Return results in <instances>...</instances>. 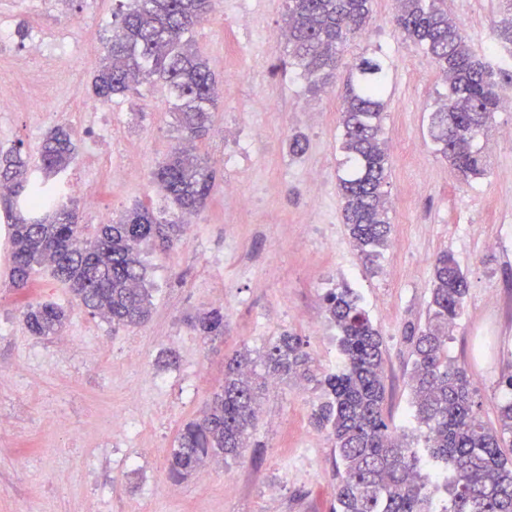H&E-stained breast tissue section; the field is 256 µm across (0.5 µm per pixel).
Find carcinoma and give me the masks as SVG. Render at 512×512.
<instances>
[{"label":"carcinoma","mask_w":512,"mask_h":512,"mask_svg":"<svg viewBox=\"0 0 512 512\" xmlns=\"http://www.w3.org/2000/svg\"><path fill=\"white\" fill-rule=\"evenodd\" d=\"M112 40L92 88L109 102L138 91L143 82H163L171 111L184 136L197 140L214 123L219 92L214 73L193 41L199 22L216 0H117ZM288 57L310 91L332 81L348 43L366 28L371 0H286ZM394 23L419 47L445 86L430 113L434 150L465 181L486 175L488 157L479 146L494 112L512 92V57L493 63L477 56L447 0H396ZM512 46V0L495 29ZM385 62L361 57L350 69L340 111V149L351 170L339 177L344 224L364 258L371 262L390 243L387 180L391 158L383 132L386 107ZM72 132L58 126L43 140L37 167L45 176L64 171L75 157ZM30 161L21 149L0 151V182L11 193L0 196V222L9 227L12 287H32L40 269L68 288L92 315L112 328L137 326L152 301L148 266L140 246L169 250L185 225L163 223L152 211L135 207L118 219L91 228L75 207L58 200L36 215L18 204L48 186L29 177ZM166 198L184 213L201 209L215 171L200 156L181 148L153 173ZM467 277L450 253L439 255L423 324L411 329V388L415 417L429 432V457L450 466L446 491L451 506L434 510L428 479L408 443L396 438L383 414L384 341L351 288L325 296L328 319L339 336L344 366L316 377L302 338L283 332L254 359L239 352L225 363L224 384L199 419L179 430L169 472L185 478L207 458L235 457L248 447L255 429L259 393L269 380L298 378L316 383L323 401L312 414L327 428L343 465L330 512H512V401L499 407V427L479 417L468 371L448 363V326L459 315ZM23 323L32 336L58 333L67 311L51 301L28 303ZM204 339L224 335V310L211 308L193 321Z\"/></svg>","instance_id":"carcinoma-1"}]
</instances>
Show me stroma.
I'll return each instance as SVG.
<instances>
[{
	"label": "stroma",
	"instance_id": "35a3bbf8",
	"mask_svg": "<svg viewBox=\"0 0 512 512\" xmlns=\"http://www.w3.org/2000/svg\"><path fill=\"white\" fill-rule=\"evenodd\" d=\"M284 0H217L194 31L199 52L216 75L234 69L244 80L222 86L215 124L194 151L217 170L205 206L183 240L168 252L149 250L153 306L138 327L113 330L47 274L17 294L8 278V250L0 246V366L13 385L0 386V512H329L338 461L327 430L311 413L321 400L313 383L280 380L259 400L253 448L223 459L208 478L170 475L168 460L182 426L200 416L224 382V363L239 351L261 353L281 332L301 336L317 375L342 366L334 325L325 312L328 290L355 289L385 344V419L412 448L424 450L427 431L414 421L410 372L412 326L424 319L436 257L454 256L469 281L468 294L448 337V359L474 381L482 419L497 425L512 376V110L496 112L483 139L487 176L463 182L431 146L429 115L442 83L423 51L396 28L394 0H372V19L347 49L334 82L311 94L288 65L286 41L265 33L284 26ZM116 0H0V32L12 49L0 68L28 55L19 28L57 34L61 13L74 24L57 61V76L39 105L19 99L0 112V149L22 145L36 157L48 132L72 129L75 139L98 134L93 168L75 157L53 176L97 181L111 216L138 206L170 217L174 208L151 182L152 172L179 144L181 131L161 87L109 103L96 100L92 77L100 48L112 36ZM473 52L494 57L501 0H448ZM376 55L387 66L384 136L391 155L388 192L391 243L366 268L342 217L338 177L346 162L338 145L339 111L347 65ZM302 134L303 155L290 156L288 138ZM136 152L140 167L127 183L112 181V162ZM320 177L312 190L306 171ZM255 191L242 211L224 185ZM227 299L224 335L208 341L190 319ZM64 306L70 319L60 336L27 333L22 311L30 302ZM112 354L99 356L102 339ZM166 380L156 388L153 376ZM132 418L135 437L113 421ZM239 476L224 481L225 472Z\"/></svg>",
	"mask_w": 512,
	"mask_h": 512
}]
</instances>
